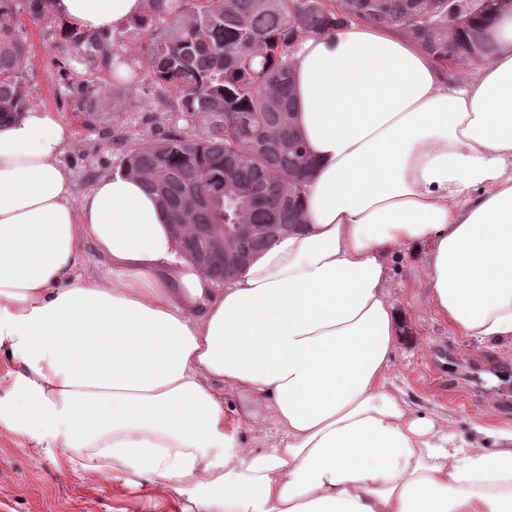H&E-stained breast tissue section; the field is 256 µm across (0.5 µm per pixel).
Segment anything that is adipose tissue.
<instances>
[{
	"mask_svg": "<svg viewBox=\"0 0 512 512\" xmlns=\"http://www.w3.org/2000/svg\"><path fill=\"white\" fill-rule=\"evenodd\" d=\"M88 33L147 0H48ZM462 78L398 27L302 38L296 124L313 172L303 224L216 287L141 176L76 194L55 112L0 125V405L11 430L112 481L146 479L181 512H512V428L469 448L387 391L399 318L389 259L427 250L432 307L512 350V9ZM112 269L84 275L87 250ZM242 418L281 442L240 447ZM241 402L236 394L225 392L224 394V422L230 431H236L239 443L242 447L252 450H265L274 446L282 437V431L270 419L262 425L253 426L246 423H238L236 411Z\"/></svg>",
	"mask_w": 512,
	"mask_h": 512,
	"instance_id": "ef3b65f1",
	"label": "adipose tissue"
}]
</instances>
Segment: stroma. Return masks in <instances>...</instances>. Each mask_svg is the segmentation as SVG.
<instances>
[{
  "label": "stroma",
  "mask_w": 512,
  "mask_h": 512,
  "mask_svg": "<svg viewBox=\"0 0 512 512\" xmlns=\"http://www.w3.org/2000/svg\"><path fill=\"white\" fill-rule=\"evenodd\" d=\"M19 33L31 50L25 73L29 101L56 112L73 128L72 146L62 157L76 193L103 173L119 168L125 156L151 140L157 128H192L169 106V93L149 76L139 42L122 48L126 78L112 64L89 66L75 60L69 26L47 14L35 24L23 20ZM113 96L98 106V121L88 124L81 110L87 86ZM391 287L402 319L394 350L395 369L388 388L420 415L434 419L457 438L474 441L480 425L512 424V353L477 344L454 333L447 318L430 304L424 287L423 250L406 249L390 261ZM241 402L224 395V422L242 447L264 450L280 440L272 421L253 426L238 422ZM174 498L157 496L141 485L87 476L69 467L60 451L33 447L0 423V512H180Z\"/></svg>",
  "instance_id": "1"
}]
</instances>
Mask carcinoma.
<instances>
[{"label": "carcinoma", "instance_id": "1", "mask_svg": "<svg viewBox=\"0 0 512 512\" xmlns=\"http://www.w3.org/2000/svg\"><path fill=\"white\" fill-rule=\"evenodd\" d=\"M32 21L46 0H22ZM13 0H0V122L28 104L30 51ZM472 4L448 19V0H148V9L112 38L69 33L87 64L112 59V44L149 39V73L173 91L170 108L195 128H164L132 151L123 167L185 225L183 246L216 281L238 272L274 238L275 224H299L312 163L294 121L292 57L309 34H332L356 20L404 28L443 65L460 70L489 55ZM253 157L237 159L239 152ZM247 236L224 249V227Z\"/></svg>", "mask_w": 512, "mask_h": 512}]
</instances>
